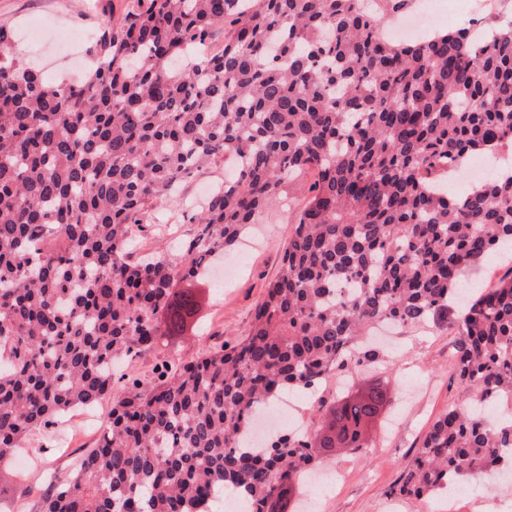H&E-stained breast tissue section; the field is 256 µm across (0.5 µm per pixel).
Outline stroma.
Masks as SVG:
<instances>
[{"label": "stroma", "instance_id": "obj_1", "mask_svg": "<svg viewBox=\"0 0 512 512\" xmlns=\"http://www.w3.org/2000/svg\"><path fill=\"white\" fill-rule=\"evenodd\" d=\"M125 6L126 0H0V26L13 31L16 49L26 55L31 49L24 31L39 27L42 52L57 57L54 65L44 69L46 77L54 79L67 67L57 56L60 47L70 44L79 53L89 54L92 45L81 40V33L100 35L103 22L117 19ZM306 189L303 182L285 184L281 206L261 214L238 244L216 256L203 272L212 291L201 311L200 328L178 343L183 358L200 355L210 336L239 335L248 329L263 285L278 269L292 213L303 202ZM157 217L158 233L133 241L132 251L143 254L164 249L169 242L190 237L192 227L180 209L164 207ZM453 345L449 325L428 321L399 327L381 347L380 360L345 382L343 390L352 392L374 383L387 385L391 401L384 423L370 432L369 448L321 456L322 465L344 469L349 475L345 484L322 497L323 512H383L421 434L458 398L452 381ZM96 435V429L83 423L78 414L65 413L48 432L31 436L17 449V456L26 462L25 470L14 465L0 470V497L13 505L14 512H36L39 489L67 472Z\"/></svg>", "mask_w": 512, "mask_h": 512}]
</instances>
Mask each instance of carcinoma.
Masks as SVG:
<instances>
[{
	"label": "carcinoma",
	"mask_w": 512,
	"mask_h": 512,
	"mask_svg": "<svg viewBox=\"0 0 512 512\" xmlns=\"http://www.w3.org/2000/svg\"><path fill=\"white\" fill-rule=\"evenodd\" d=\"M366 0H129L106 23L92 69L49 82L0 27V463L77 406L112 397L102 433L38 512H211L239 492L247 512L297 494L314 448L357 452L388 392L314 411L317 433L250 444V423L285 388L377 358L348 346L372 324L429 319L455 331L456 389L405 466L419 498L450 475L485 477L512 458V274L461 278L512 246V175L459 196L438 167L512 140V20L416 42L383 35ZM224 34L210 55L206 42ZM235 168L177 254L133 257L180 182ZM308 174L278 274L248 333L189 361L133 363L197 326L179 288Z\"/></svg>",
	"instance_id": "cac0c4a2"
}]
</instances>
